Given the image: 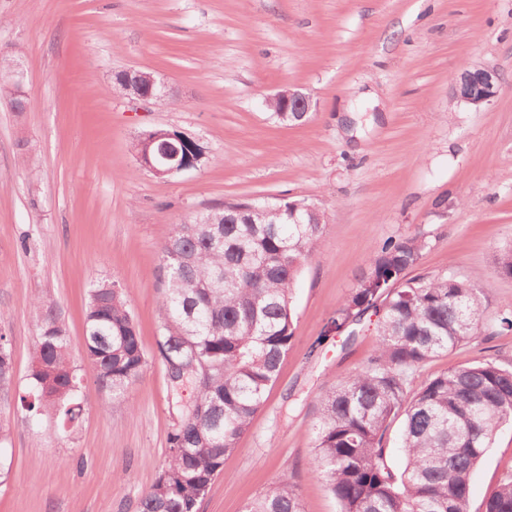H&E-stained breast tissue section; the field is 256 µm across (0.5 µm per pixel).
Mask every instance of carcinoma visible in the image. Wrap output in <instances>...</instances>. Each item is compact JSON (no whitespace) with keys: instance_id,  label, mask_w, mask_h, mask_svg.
Returning <instances> with one entry per match:
<instances>
[{"instance_id":"obj_1","label":"carcinoma","mask_w":512,"mask_h":512,"mask_svg":"<svg viewBox=\"0 0 512 512\" xmlns=\"http://www.w3.org/2000/svg\"><path fill=\"white\" fill-rule=\"evenodd\" d=\"M298 123L305 112H281ZM282 199L226 202L172 224L161 245L163 325L157 358L170 370L174 394L191 388L168 433L161 472L136 503V512H199L236 450L264 395L277 379L293 338L292 290L324 227V213L288 211ZM425 241H388L369 258L356 288L330 319L339 330L375 309L376 346L358 371L319 395L309 467L340 512H469L471 477L501 427L512 424V364L485 358L457 365L411 389V376L434 357L494 327L512 330V315L487 319L490 284L452 273L408 277ZM497 274L512 277V243L492 255ZM84 354L99 388L132 406L131 391L150 356L124 293L115 283L89 290ZM57 314L42 313L29 370L31 392L20 398L36 413L62 404L64 422H78L68 405L81 379ZM10 339L0 334V390L14 375ZM401 420L400 472L387 464L386 433ZM244 512H304L296 487L277 481ZM484 512H512V473L484 502Z\"/></svg>"}]
</instances>
